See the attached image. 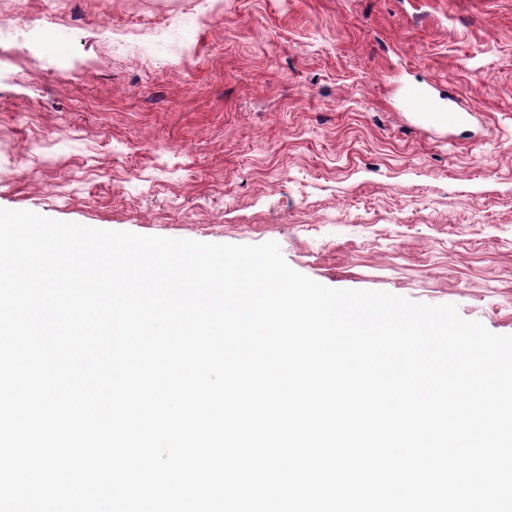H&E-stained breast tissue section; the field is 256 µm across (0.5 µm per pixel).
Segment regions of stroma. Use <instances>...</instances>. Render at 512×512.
<instances>
[{"instance_id": "obj_1", "label": "stroma", "mask_w": 512, "mask_h": 512, "mask_svg": "<svg viewBox=\"0 0 512 512\" xmlns=\"http://www.w3.org/2000/svg\"><path fill=\"white\" fill-rule=\"evenodd\" d=\"M0 208L512 334V0H0ZM411 101L419 119L426 124L441 125L448 123V126H452L464 120L466 114H470V112H455L449 107L448 112H443L422 89L413 91Z\"/></svg>"}]
</instances>
